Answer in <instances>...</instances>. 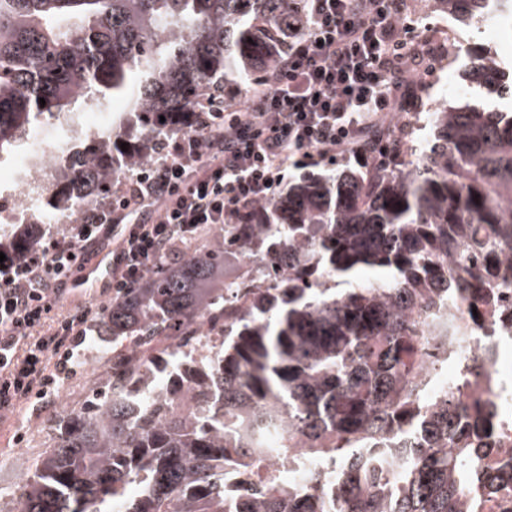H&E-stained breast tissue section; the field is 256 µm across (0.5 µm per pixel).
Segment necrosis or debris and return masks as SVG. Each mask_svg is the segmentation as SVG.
Returning <instances> with one entry per match:
<instances>
[{"label":"necrosis or debris","instance_id":"4bbe7bcc","mask_svg":"<svg viewBox=\"0 0 512 512\" xmlns=\"http://www.w3.org/2000/svg\"><path fill=\"white\" fill-rule=\"evenodd\" d=\"M106 118V113L90 112L69 126L65 136L39 133L29 153L15 157V168L24 180L14 196L7 222L0 224V231L9 232L12 225L20 222L54 227L78 223L84 203L62 212H48L43 208L44 196L56 169L69 157L79 137L86 134L104 137L111 132ZM492 293L495 300L485 307L480 327L468 332L453 347L431 345L426 356L416 361L421 373L436 376L442 384L455 381L460 368L470 367L469 381L462 390L463 400L488 402L493 412L488 445L473 454L481 473L512 459V268H501Z\"/></svg>","mask_w":512,"mask_h":512}]
</instances>
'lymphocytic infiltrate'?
<instances>
[{"label":"lymphocytic infiltrate","instance_id":"obj_1","mask_svg":"<svg viewBox=\"0 0 512 512\" xmlns=\"http://www.w3.org/2000/svg\"><path fill=\"white\" fill-rule=\"evenodd\" d=\"M308 24L279 71L247 103L208 113L166 141L130 191L87 210L73 235L51 240L21 268H0V411L55 392L53 365L73 366L89 311L61 310L90 245L118 229L113 291L132 287L176 242L238 223L274 198L289 169L369 165L399 144L379 129L429 75L403 0H306Z\"/></svg>","mask_w":512,"mask_h":512}]
</instances>
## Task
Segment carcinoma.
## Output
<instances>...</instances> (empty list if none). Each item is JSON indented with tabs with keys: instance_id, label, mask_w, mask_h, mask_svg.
Returning a JSON list of instances; mask_svg holds the SVG:
<instances>
[{
	"instance_id": "carcinoma-1",
	"label": "carcinoma",
	"mask_w": 512,
	"mask_h": 512,
	"mask_svg": "<svg viewBox=\"0 0 512 512\" xmlns=\"http://www.w3.org/2000/svg\"><path fill=\"white\" fill-rule=\"evenodd\" d=\"M493 3L512 11V0H431L458 17ZM303 25L304 0H0V152L80 99L128 97L112 134L78 139L46 195L57 208L105 200L117 175L195 130L218 86L262 85ZM463 77L512 97L479 50ZM426 125L414 158L305 174L246 223L174 245L112 298L100 325L127 345L110 358L111 394L58 416L25 466L20 512H481L512 490L492 468L482 489L472 480L490 410L461 403L458 385L424 402L413 363L424 337L446 347L463 335L449 294L484 302L512 264V111L477 98L436 106ZM41 242L38 225H13L4 263ZM246 258L278 285L228 298L224 263ZM363 269L374 278L356 280ZM203 326L220 352L197 360ZM394 433L400 446L366 451ZM275 457L327 496L254 480ZM324 459L336 470L313 466ZM242 468L247 485L230 497L225 478Z\"/></svg>"
}]
</instances>
